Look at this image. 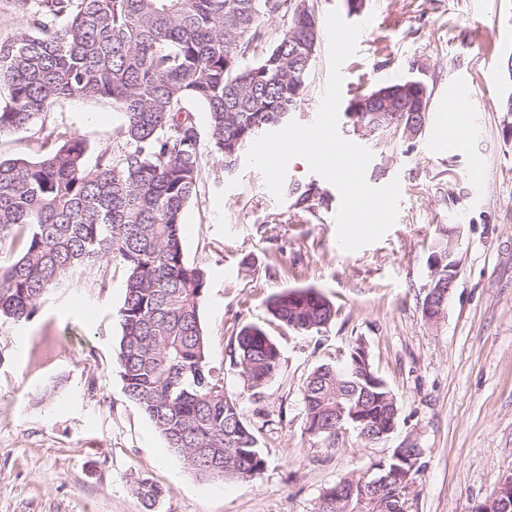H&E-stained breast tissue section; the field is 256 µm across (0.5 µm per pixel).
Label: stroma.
<instances>
[{
  "label": "stroma",
  "mask_w": 512,
  "mask_h": 512,
  "mask_svg": "<svg viewBox=\"0 0 512 512\" xmlns=\"http://www.w3.org/2000/svg\"><path fill=\"white\" fill-rule=\"evenodd\" d=\"M316 6L322 18L335 9L371 23L342 67V102L405 78L423 81L431 99L422 133L405 142L376 143L340 117V135L372 153L368 184L401 186L395 225L354 252L338 244L333 185L293 160L275 200L245 161L225 172L205 107H192L200 185L181 226L183 250L207 275L200 320L210 361L258 428L264 470L248 482L196 476L127 398L113 360L125 285L115 259L73 275L28 321H0V512H315L341 478L373 476L392 448L411 444L422 455L407 512H477L512 473V114L501 110L512 82L500 67L512 54V0H365L358 14L346 0ZM328 75L323 37L292 120H315ZM458 85L471 92L472 130L452 151L437 134ZM123 122L99 103L63 99L34 127L0 139V156L39 158L54 131L83 138L92 166L122 147ZM311 186L326 202L308 209L292 190ZM448 224L458 228L460 265L448 309L431 324L422 301ZM297 287L334 305L320 332L300 336L272 320L270 299ZM246 324L263 327L282 353L256 395L231 360ZM357 341L399 400L397 429L372 447L347 430L327 448L304 430L303 386L317 366L344 365L341 350ZM142 478L164 490L150 511L132 491Z\"/></svg>",
  "instance_id": "stroma-1"
}]
</instances>
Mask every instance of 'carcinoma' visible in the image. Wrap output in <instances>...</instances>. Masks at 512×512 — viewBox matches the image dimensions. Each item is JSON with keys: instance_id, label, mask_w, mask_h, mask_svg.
Returning <instances> with one entry per match:
<instances>
[{"instance_id": "cac0c4a2", "label": "carcinoma", "mask_w": 512, "mask_h": 512, "mask_svg": "<svg viewBox=\"0 0 512 512\" xmlns=\"http://www.w3.org/2000/svg\"><path fill=\"white\" fill-rule=\"evenodd\" d=\"M266 17L288 19L271 43ZM319 38L313 0H40L31 31L0 39V88L9 95L0 138L35 126L61 99L102 102L125 116L122 151L101 154L91 168L75 135H57L60 143L39 160L0 158V319H30L68 274L120 258L126 279L114 360L125 394L204 478L248 482L265 459L254 425L224 388L223 369L209 361L200 323L206 274L184 258L181 219L197 194L201 159L189 104L207 109L211 150L232 169L247 143L296 109ZM378 91L397 99L394 109L377 114L375 91L358 93L346 112L355 128L373 122L390 140L403 139L410 124L422 128L424 83L402 79ZM448 243L443 226L432 254L442 264L422 302L426 319L429 295L448 282ZM268 311L298 335L319 332L336 314L314 288L288 289ZM233 358L257 394L277 374L281 350L264 329L245 325ZM303 402L307 434L328 446L338 426L381 432L400 416L372 364L363 370L351 354L343 368L318 366ZM133 492L149 512L164 495L146 479ZM408 494L407 483L372 488L344 477L315 512H375L374 500L405 512Z\"/></svg>"}]
</instances>
